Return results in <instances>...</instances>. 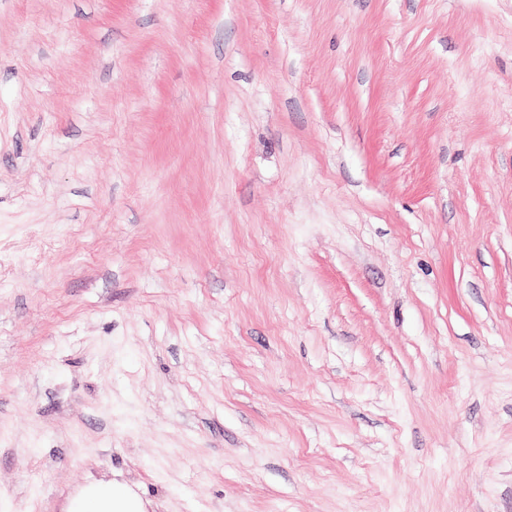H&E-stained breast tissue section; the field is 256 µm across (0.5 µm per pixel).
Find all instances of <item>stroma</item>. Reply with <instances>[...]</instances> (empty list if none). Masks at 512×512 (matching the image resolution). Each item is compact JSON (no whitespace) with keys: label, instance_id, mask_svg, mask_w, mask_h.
<instances>
[{"label":"stroma","instance_id":"stroma-1","mask_svg":"<svg viewBox=\"0 0 512 512\" xmlns=\"http://www.w3.org/2000/svg\"><path fill=\"white\" fill-rule=\"evenodd\" d=\"M512 512V0H0V512ZM65 512H146L142 497L132 487L112 480L89 481L70 498Z\"/></svg>","mask_w":512,"mask_h":512}]
</instances>
